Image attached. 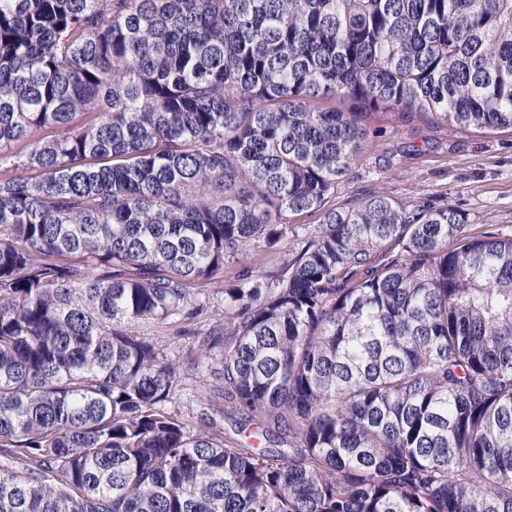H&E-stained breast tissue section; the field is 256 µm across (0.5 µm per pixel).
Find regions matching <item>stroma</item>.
I'll return each mask as SVG.
<instances>
[{
  "label": "stroma",
  "instance_id": "stroma-1",
  "mask_svg": "<svg viewBox=\"0 0 512 512\" xmlns=\"http://www.w3.org/2000/svg\"><path fill=\"white\" fill-rule=\"evenodd\" d=\"M361 157L336 190L339 207L378 191L405 205L449 203L467 217L473 234L512 233V131L450 130L418 115H372ZM251 245L215 279L228 286L244 271L278 269L290 249Z\"/></svg>",
  "mask_w": 512,
  "mask_h": 512
}]
</instances>
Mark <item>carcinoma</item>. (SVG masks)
I'll return each mask as SVG.
<instances>
[{
  "label": "carcinoma",
  "mask_w": 512,
  "mask_h": 512,
  "mask_svg": "<svg viewBox=\"0 0 512 512\" xmlns=\"http://www.w3.org/2000/svg\"><path fill=\"white\" fill-rule=\"evenodd\" d=\"M379 109L512 129V0H0V512H512V235L332 205ZM291 241L292 238L284 239L278 245V249L273 252L262 251L263 248H257V245L246 247L235 259L224 265V269L217 274L211 286L214 288L217 286L227 287L236 280V276L242 271L277 270L283 262V257L291 249ZM205 381H200L197 379V382H190V385L194 390L188 391L194 397V403H190L186 406V404L176 403L175 410H180L185 416H190L189 420L192 421L193 425L196 427H201V424H204L202 415L203 410H207V403L209 400V388L205 385ZM192 416L194 418H192Z\"/></svg>",
  "instance_id": "cac0c4a2"
}]
</instances>
